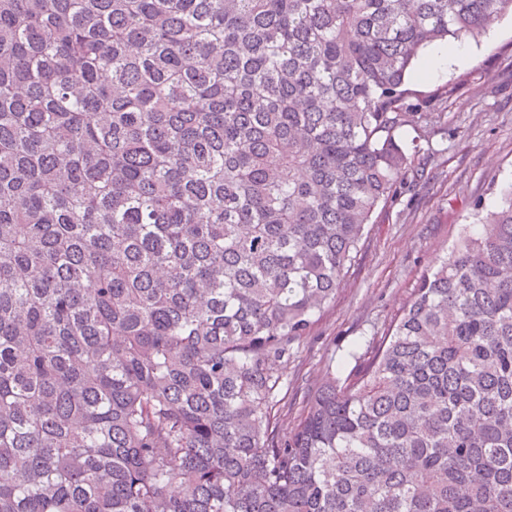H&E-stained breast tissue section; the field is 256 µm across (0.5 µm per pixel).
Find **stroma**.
<instances>
[{"label": "stroma", "mask_w": 512, "mask_h": 512, "mask_svg": "<svg viewBox=\"0 0 512 512\" xmlns=\"http://www.w3.org/2000/svg\"><path fill=\"white\" fill-rule=\"evenodd\" d=\"M468 47L465 59L433 75L413 70L407 79L421 99L456 84L455 94L436 105L448 124L404 133L402 143L424 173L378 207L334 298L296 346L280 403L283 427L296 422L328 366L343 378L371 359L423 272L473 223L472 200L492 210L512 181V16ZM454 127L460 135L449 136Z\"/></svg>", "instance_id": "1"}]
</instances>
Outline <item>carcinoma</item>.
Instances as JSON below:
<instances>
[{
	"label": "carcinoma",
	"instance_id": "carcinoma-1",
	"mask_svg": "<svg viewBox=\"0 0 512 512\" xmlns=\"http://www.w3.org/2000/svg\"><path fill=\"white\" fill-rule=\"evenodd\" d=\"M512 0H0V512H512V184L372 359L279 368Z\"/></svg>",
	"mask_w": 512,
	"mask_h": 512
}]
</instances>
